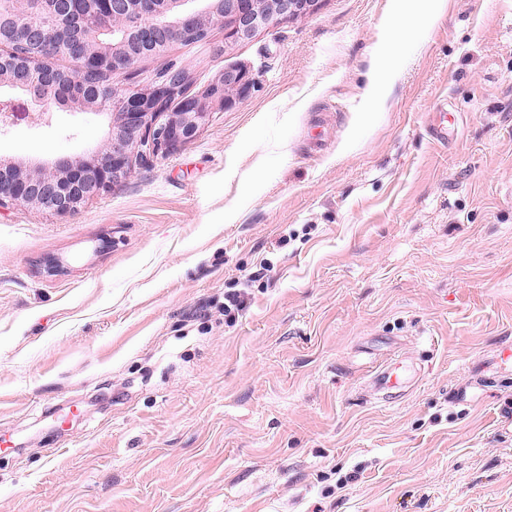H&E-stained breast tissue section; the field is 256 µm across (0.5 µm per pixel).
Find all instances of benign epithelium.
I'll return each instance as SVG.
<instances>
[{
  "mask_svg": "<svg viewBox=\"0 0 512 512\" xmlns=\"http://www.w3.org/2000/svg\"><path fill=\"white\" fill-rule=\"evenodd\" d=\"M0 0V84L23 92L41 109L85 96L110 117L104 147L51 163L0 157V207L24 205L65 216L124 178L146 154L193 139L214 108H230L254 86L251 73L230 66L200 93L166 102L187 75L172 63L158 83L123 92L89 71L130 74L146 57L164 55L181 31L195 36L224 25V49L274 24L315 13L323 0ZM55 58L71 62L65 73Z\"/></svg>",
  "mask_w": 512,
  "mask_h": 512,
  "instance_id": "1",
  "label": "benign epithelium"
}]
</instances>
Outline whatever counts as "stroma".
I'll return each mask as SVG.
<instances>
[{
  "label": "stroma",
  "mask_w": 512,
  "mask_h": 512,
  "mask_svg": "<svg viewBox=\"0 0 512 512\" xmlns=\"http://www.w3.org/2000/svg\"><path fill=\"white\" fill-rule=\"evenodd\" d=\"M323 0L221 52L255 84L78 212L0 208V512H512V0ZM386 106L358 131L380 30ZM0 127V156L100 149L97 110ZM447 101L448 138L429 116ZM246 294L228 321L224 296ZM409 387L375 391L387 363ZM393 8L407 16L413 40L428 31L443 14L445 0H393Z\"/></svg>",
  "instance_id": "35a3bbf8"
}]
</instances>
